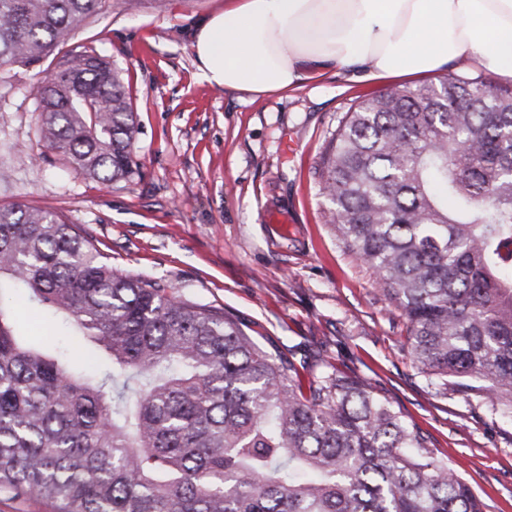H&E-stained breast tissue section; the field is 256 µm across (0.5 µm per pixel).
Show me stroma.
Wrapping results in <instances>:
<instances>
[{"label":"stroma","instance_id":"35a3bbf8","mask_svg":"<svg viewBox=\"0 0 512 512\" xmlns=\"http://www.w3.org/2000/svg\"><path fill=\"white\" fill-rule=\"evenodd\" d=\"M225 0H117L85 35L130 84L137 167L108 185L68 168L37 135L33 72L0 77V205L62 214L116 273L223 310L271 354L369 380L431 439L487 512H512V418L444 390L407 351L400 309L326 221L315 167L340 119L383 83L348 71L254 97L197 78L192 42ZM22 334L79 337L20 304Z\"/></svg>","mask_w":512,"mask_h":512}]
</instances>
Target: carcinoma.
<instances>
[{
	"label": "carcinoma",
	"instance_id": "obj_1",
	"mask_svg": "<svg viewBox=\"0 0 512 512\" xmlns=\"http://www.w3.org/2000/svg\"><path fill=\"white\" fill-rule=\"evenodd\" d=\"M112 0H0V75L37 81L40 139L103 184L133 173L120 70L75 36ZM364 97L317 166L329 222L443 385L512 417V88L465 61ZM106 366L20 340L12 298ZM0 493L55 512H485L367 382L264 350L224 312L112 270L54 211L0 206Z\"/></svg>",
	"mask_w": 512,
	"mask_h": 512
}]
</instances>
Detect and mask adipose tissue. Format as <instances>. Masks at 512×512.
<instances>
[{"label": "adipose tissue", "mask_w": 512, "mask_h": 512, "mask_svg": "<svg viewBox=\"0 0 512 512\" xmlns=\"http://www.w3.org/2000/svg\"><path fill=\"white\" fill-rule=\"evenodd\" d=\"M193 50L201 81L257 96L330 69L411 79L461 58L512 79V0H228Z\"/></svg>", "instance_id": "ef3b65f1"}]
</instances>
